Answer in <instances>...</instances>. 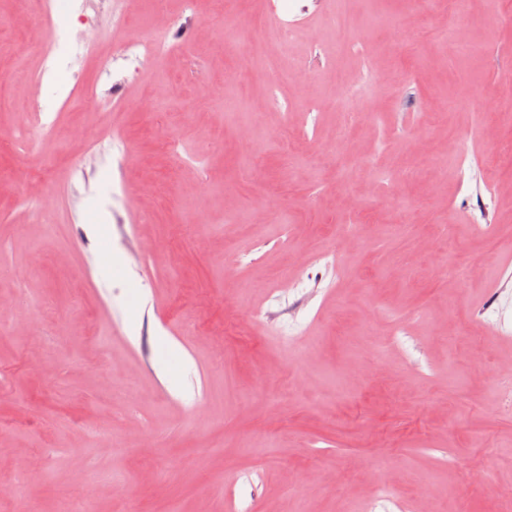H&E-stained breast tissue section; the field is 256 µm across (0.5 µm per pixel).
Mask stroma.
<instances>
[{
    "label": "stroma",
    "mask_w": 512,
    "mask_h": 512,
    "mask_svg": "<svg viewBox=\"0 0 512 512\" xmlns=\"http://www.w3.org/2000/svg\"><path fill=\"white\" fill-rule=\"evenodd\" d=\"M265 2L126 0L121 23L87 0L96 51L75 57L68 0L48 26L0 0V512H416L426 491L436 512H499L479 482L512 493V163L484 167L512 141V8ZM160 16L178 51L100 72ZM228 20L260 53L225 54ZM463 24L479 59L455 52ZM27 34L55 40L54 78L11 49ZM287 46L304 88L265 68ZM392 66L409 82L372 78ZM78 76L127 98L118 123L63 107ZM304 98L287 138L280 111ZM352 103L373 114L342 146ZM423 139L468 158L461 181L413 159ZM267 304L281 335L247 323ZM484 310L507 329L480 352Z\"/></svg>",
    "instance_id": "1"
}]
</instances>
